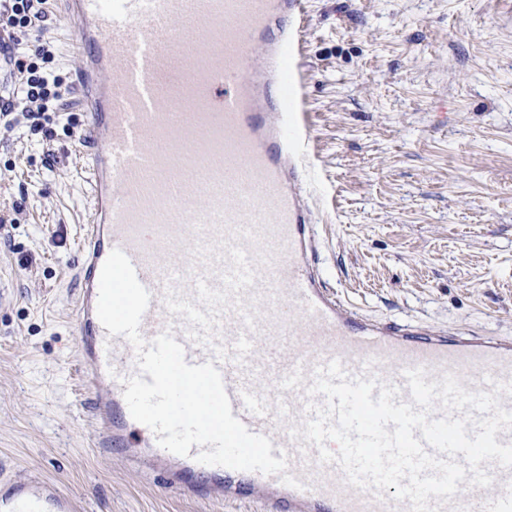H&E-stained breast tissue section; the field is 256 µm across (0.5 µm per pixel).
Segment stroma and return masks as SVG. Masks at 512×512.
<instances>
[{
	"label": "stroma",
	"mask_w": 512,
	"mask_h": 512,
	"mask_svg": "<svg viewBox=\"0 0 512 512\" xmlns=\"http://www.w3.org/2000/svg\"><path fill=\"white\" fill-rule=\"evenodd\" d=\"M304 188L322 285L369 318L512 338V0H304ZM49 45L67 106L0 122V493L39 477L84 512H256L202 502L91 446L81 238L91 187L57 0L11 31Z\"/></svg>",
	"instance_id": "obj_1"
}]
</instances>
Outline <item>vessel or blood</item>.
<instances>
[{"instance_id": "b4317fda", "label": "vessel or blood", "mask_w": 512, "mask_h": 512, "mask_svg": "<svg viewBox=\"0 0 512 512\" xmlns=\"http://www.w3.org/2000/svg\"><path fill=\"white\" fill-rule=\"evenodd\" d=\"M77 49V94L88 130L83 161L93 203L81 245L75 310L80 361L92 393V446L121 451L142 473L176 469L177 490L266 512H411L348 484L314 444L294 437L316 373L339 361L352 378H375L411 399L408 370L427 381L454 376L485 392L512 384V339L450 336L380 323L322 288L316 231L302 196L306 135L290 91L294 33L303 0H60ZM131 260L150 293L145 341L171 332L190 365L220 370L232 414L270 438L277 475L179 456L135 421L124 392L137 353L97 315L102 266L113 250ZM488 487L460 482L434 512H512V468L484 463ZM77 500L30 478L0 512H77Z\"/></svg>"}]
</instances>
